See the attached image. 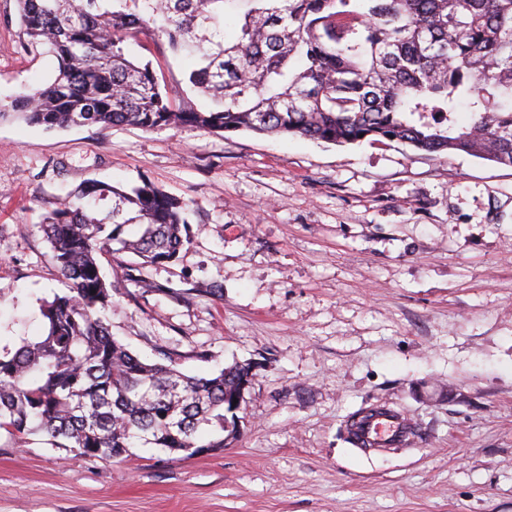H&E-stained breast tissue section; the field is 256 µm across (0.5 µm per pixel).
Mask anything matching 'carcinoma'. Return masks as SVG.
<instances>
[{
	"instance_id": "cac0c4a2",
	"label": "carcinoma",
	"mask_w": 512,
	"mask_h": 512,
	"mask_svg": "<svg viewBox=\"0 0 512 512\" xmlns=\"http://www.w3.org/2000/svg\"><path fill=\"white\" fill-rule=\"evenodd\" d=\"M26 51L54 78L7 104L47 130L117 125L300 136L334 145L398 141L512 166V0H17ZM152 32L193 64L163 92L126 38ZM465 113L460 124L456 114ZM187 204L151 182L89 181L42 224L68 291L41 304L45 328L0 352V431L124 460L130 449L223 448L251 383L234 364L209 377L147 363L112 336L111 244L143 264L182 247ZM138 226L125 237L124 228Z\"/></svg>"
}]
</instances>
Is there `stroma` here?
Returning a JSON list of instances; mask_svg holds the SVG:
<instances>
[{
    "label": "stroma",
    "mask_w": 512,
    "mask_h": 512,
    "mask_svg": "<svg viewBox=\"0 0 512 512\" xmlns=\"http://www.w3.org/2000/svg\"><path fill=\"white\" fill-rule=\"evenodd\" d=\"M0 0V104L47 82ZM178 96L187 62L140 33ZM186 201L170 263L106 253L107 322L140 357L206 376L250 364L226 447L124 461L0 436V512H512V167L392 141L249 131H47L0 119V350L63 292L42 217L79 185L142 179ZM388 404L409 447L363 453L349 417Z\"/></svg>",
    "instance_id": "35a3bbf8"
}]
</instances>
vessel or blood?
Segmentation results:
<instances>
[{"instance_id": "1", "label": "vessel or blood", "mask_w": 512, "mask_h": 512, "mask_svg": "<svg viewBox=\"0 0 512 512\" xmlns=\"http://www.w3.org/2000/svg\"><path fill=\"white\" fill-rule=\"evenodd\" d=\"M347 433L358 446L373 451L415 439L411 421L400 411L385 405L376 406L368 414H353L347 424Z\"/></svg>"}]
</instances>
